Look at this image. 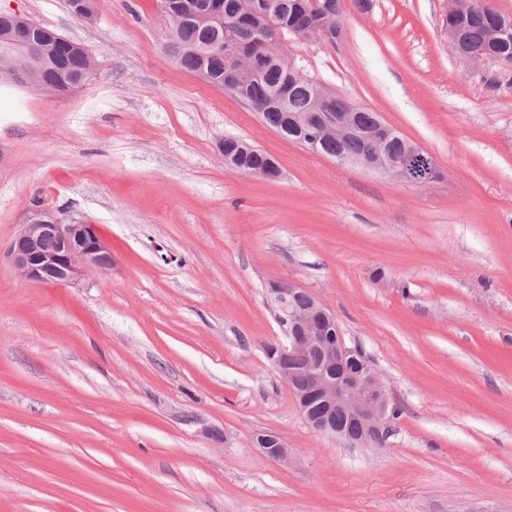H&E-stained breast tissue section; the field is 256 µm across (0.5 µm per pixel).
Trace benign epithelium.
<instances>
[{
  "label": "benign epithelium",
  "mask_w": 512,
  "mask_h": 512,
  "mask_svg": "<svg viewBox=\"0 0 512 512\" xmlns=\"http://www.w3.org/2000/svg\"><path fill=\"white\" fill-rule=\"evenodd\" d=\"M461 10V0H451L448 8V42L457 57L468 68L488 61L512 64L508 59L488 49H472L465 45L453 19ZM262 47L283 40L280 29L271 28L263 17L254 18ZM303 41L318 40L331 44L342 36V30H311L297 33ZM15 40H0V84L23 83L22 73L11 61V45ZM357 113L347 112L339 125H328L324 132L347 135L357 129ZM396 135L378 122L374 151L367 154L338 156L340 164L357 165L385 174L399 182L421 184L435 178L434 159L420 146L410 145L403 156L390 152L389 143ZM244 174L276 180L281 171L275 161L254 166ZM52 242V248L45 247ZM17 273L33 283H53L73 286L93 271L112 268V250L96 225L83 220H65L50 209H36L26 223L19 225L8 246ZM306 302H301V298ZM267 302L275 313L284 341L266 350V358L286 383L296 406L309 424L318 432L338 439L351 440L361 448L376 447L384 442L391 430L389 391L375 368L367 363L344 377L336 376L334 368L357 359L360 350L349 347L340 337L335 315L313 295L292 283L275 282L267 288ZM352 418L358 430L351 435L342 421ZM257 447L269 458L283 463L290 459V450L282 438L267 432L256 437Z\"/></svg>",
  "instance_id": "benign-epithelium-1"
}]
</instances>
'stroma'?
Wrapping results in <instances>:
<instances>
[{
    "label": "stroma",
    "mask_w": 512,
    "mask_h": 512,
    "mask_svg": "<svg viewBox=\"0 0 512 512\" xmlns=\"http://www.w3.org/2000/svg\"><path fill=\"white\" fill-rule=\"evenodd\" d=\"M95 57L0 86V247L36 206L98 226L77 286L0 260V512H512V67L469 69L448 0H347L304 71L434 159L411 185L313 153L177 65L158 0H0ZM234 137L276 158L227 168ZM285 281L336 315L400 410L356 448L299 414L263 346ZM277 433L289 463L255 438ZM74 43V42H73ZM43 52L52 54V61L37 66L32 62L28 54V48L24 45L21 50V60H14L16 66L31 69L33 72L29 83L43 85L56 92H68L93 79L95 76V61L92 54L85 47L76 45V48L52 52V42L42 34L41 42H33ZM237 157L239 165H242L243 167L254 166L251 169L242 172L248 176L270 181L278 179L281 175V171L275 161L270 160L268 163L263 164L266 162L267 157L263 152H259L258 155L243 153Z\"/></svg>",
    "instance_id": "35a3bbf8"
}]
</instances>
